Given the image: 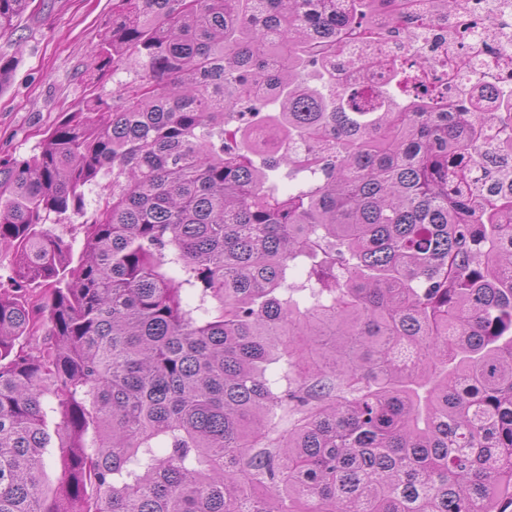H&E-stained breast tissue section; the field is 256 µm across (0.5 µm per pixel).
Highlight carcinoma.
<instances>
[{"label": "carcinoma", "instance_id": "1", "mask_svg": "<svg viewBox=\"0 0 512 512\" xmlns=\"http://www.w3.org/2000/svg\"><path fill=\"white\" fill-rule=\"evenodd\" d=\"M401 7L113 0L0 159V512H512V99L338 84Z\"/></svg>", "mask_w": 512, "mask_h": 512}]
</instances>
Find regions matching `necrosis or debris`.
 Masks as SVG:
<instances>
[{
	"label": "necrosis or debris",
	"instance_id": "1",
	"mask_svg": "<svg viewBox=\"0 0 512 512\" xmlns=\"http://www.w3.org/2000/svg\"><path fill=\"white\" fill-rule=\"evenodd\" d=\"M383 36L338 51L336 77L347 85L360 75L356 57H369L368 75L374 85L387 86L397 70L416 64L418 93L442 91L444 97L480 100L483 110L493 109L500 96L512 95V0H459L454 12L430 15L420 0H407L401 15L406 38L388 35L385 17L375 21Z\"/></svg>",
	"mask_w": 512,
	"mask_h": 512
}]
</instances>
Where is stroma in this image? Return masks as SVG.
I'll use <instances>...</instances> for the list:
<instances>
[{"instance_id":"stroma-1","label":"stroma","mask_w":512,"mask_h":512,"mask_svg":"<svg viewBox=\"0 0 512 512\" xmlns=\"http://www.w3.org/2000/svg\"><path fill=\"white\" fill-rule=\"evenodd\" d=\"M112 13V0H34L16 32L0 37V56L12 59L0 89V152L29 155L63 113L99 87L95 47Z\"/></svg>"}]
</instances>
